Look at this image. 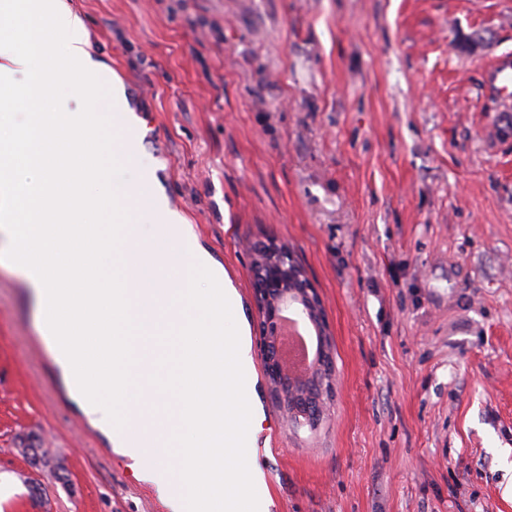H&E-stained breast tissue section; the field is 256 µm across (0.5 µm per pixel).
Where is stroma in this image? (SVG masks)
I'll list each match as a JSON object with an SVG mask.
<instances>
[{
  "label": "stroma",
  "instance_id": "obj_1",
  "mask_svg": "<svg viewBox=\"0 0 512 512\" xmlns=\"http://www.w3.org/2000/svg\"><path fill=\"white\" fill-rule=\"evenodd\" d=\"M121 80L170 210L241 296L285 241L336 392L292 428L268 383L270 512H512V111L486 71L512 0H68ZM37 440L32 467L16 438ZM0 512H168L72 398L0 262Z\"/></svg>",
  "mask_w": 512,
  "mask_h": 512
}]
</instances>
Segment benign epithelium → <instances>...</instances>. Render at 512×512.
Instances as JSON below:
<instances>
[{"label":"benign epithelium","mask_w":512,"mask_h":512,"mask_svg":"<svg viewBox=\"0 0 512 512\" xmlns=\"http://www.w3.org/2000/svg\"><path fill=\"white\" fill-rule=\"evenodd\" d=\"M253 295L261 313L265 371L279 404L295 427H315L325 397L335 390L333 345L327 336L322 300L309 281L290 269L288 252L276 242L254 264ZM290 311L310 322L319 334L312 367L302 376L289 374L281 357V325Z\"/></svg>","instance_id":"1"}]
</instances>
